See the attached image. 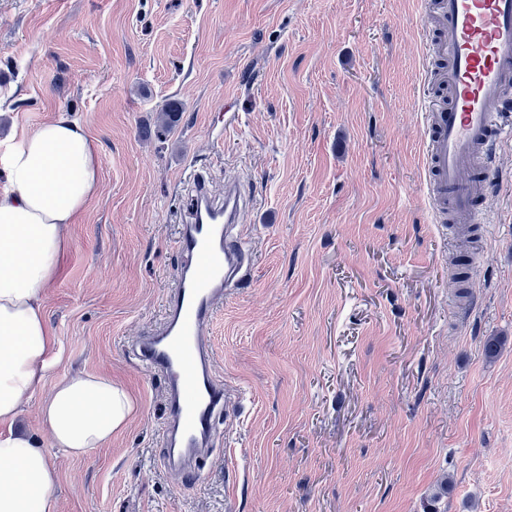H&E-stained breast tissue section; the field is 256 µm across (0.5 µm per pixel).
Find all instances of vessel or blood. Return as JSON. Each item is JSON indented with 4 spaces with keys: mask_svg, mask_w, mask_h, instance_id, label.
I'll list each match as a JSON object with an SVG mask.
<instances>
[{
    "mask_svg": "<svg viewBox=\"0 0 512 512\" xmlns=\"http://www.w3.org/2000/svg\"><path fill=\"white\" fill-rule=\"evenodd\" d=\"M426 4V81L435 90L422 105L428 209L433 223L485 228L497 156L512 144V0ZM189 197L177 237L183 263L164 321L132 350L166 385L162 463L195 478L217 418L235 403L215 379L208 328L243 277L250 253L234 233L243 221L237 180L226 181L219 198L204 177L193 176Z\"/></svg>",
    "mask_w": 512,
    "mask_h": 512,
    "instance_id": "b4317fda",
    "label": "vessel or blood"
}]
</instances>
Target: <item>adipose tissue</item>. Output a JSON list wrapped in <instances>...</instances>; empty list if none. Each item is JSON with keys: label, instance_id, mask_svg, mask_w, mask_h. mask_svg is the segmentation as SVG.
I'll return each instance as SVG.
<instances>
[{"label": "adipose tissue", "instance_id": "ef3b65f1", "mask_svg": "<svg viewBox=\"0 0 512 512\" xmlns=\"http://www.w3.org/2000/svg\"><path fill=\"white\" fill-rule=\"evenodd\" d=\"M0 190V512H55L57 474L46 450L84 457L106 447L134 412L125 389L105 374L63 375L44 390L61 350L45 315L76 223L100 184L101 155L83 124L62 113L13 143ZM37 403L47 440L15 432Z\"/></svg>", "mask_w": 512, "mask_h": 512}]
</instances>
